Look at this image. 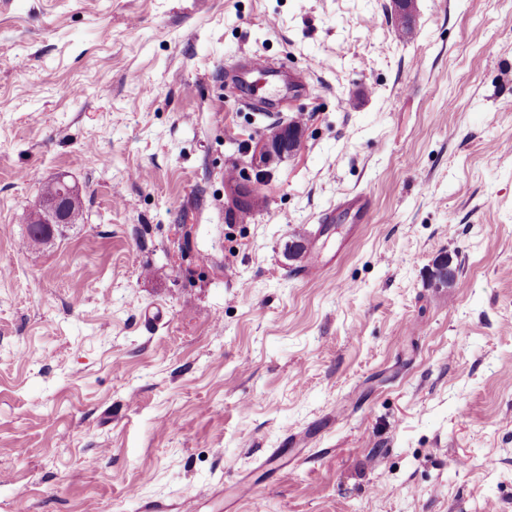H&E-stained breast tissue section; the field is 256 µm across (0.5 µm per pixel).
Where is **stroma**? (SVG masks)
Listing matches in <instances>:
<instances>
[{
  "label": "stroma",
  "mask_w": 512,
  "mask_h": 512,
  "mask_svg": "<svg viewBox=\"0 0 512 512\" xmlns=\"http://www.w3.org/2000/svg\"><path fill=\"white\" fill-rule=\"evenodd\" d=\"M412 16L0 0V512H512V0ZM293 121L233 217L229 173ZM60 175L83 219L30 244ZM338 207L349 210L357 224H369L371 222L372 202L365 193H354L344 196L338 203Z\"/></svg>",
  "instance_id": "1"
}]
</instances>
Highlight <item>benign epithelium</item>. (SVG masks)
Instances as JSON below:
<instances>
[{
    "mask_svg": "<svg viewBox=\"0 0 512 512\" xmlns=\"http://www.w3.org/2000/svg\"><path fill=\"white\" fill-rule=\"evenodd\" d=\"M302 135L298 127L278 126L262 136L256 142L249 161L238 167V179L228 189V204L233 208L249 205L264 172L274 162L292 154L301 142ZM56 184L57 189L45 199L42 212L34 214V218L42 220L44 224L68 223L70 213L76 207L77 188L62 177L56 180Z\"/></svg>",
    "mask_w": 512,
    "mask_h": 512,
    "instance_id": "obj_1",
    "label": "benign epithelium"
}]
</instances>
